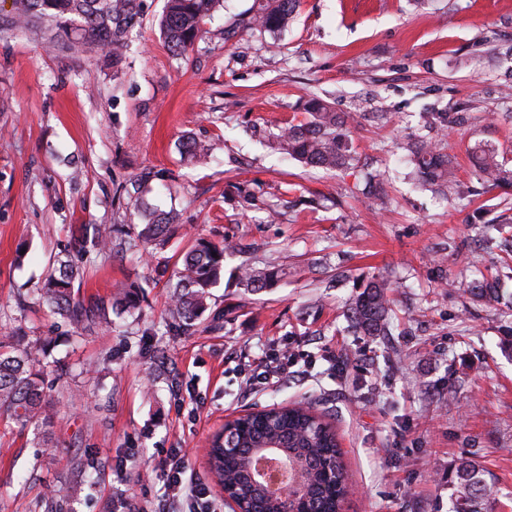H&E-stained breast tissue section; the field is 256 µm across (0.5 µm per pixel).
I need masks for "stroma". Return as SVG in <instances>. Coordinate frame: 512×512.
<instances>
[{
    "label": "stroma",
    "instance_id": "35a3bbf8",
    "mask_svg": "<svg viewBox=\"0 0 512 512\" xmlns=\"http://www.w3.org/2000/svg\"><path fill=\"white\" fill-rule=\"evenodd\" d=\"M166 0H141L120 66L112 53L47 47L8 30L0 0V329L51 336L48 434L0 414V512H154L164 465L184 454L215 512H230L208 451L225 419L253 407L309 402L332 411L352 492L345 512H448V473L463 457L500 489L512 512V310L454 288L462 269L506 272L500 234L512 189L450 201L415 189L396 144L433 138L429 112L455 120L445 148L475 185L471 148L495 147L512 168V0H300L288 26L260 36L254 0H224L185 54L160 29ZM318 94L356 116L360 159L343 172L307 170L262 146L256 129L303 120ZM190 136L210 159L181 155ZM386 172L382 212L365 193ZM172 172L146 202L177 210L180 227L155 257L90 256L83 299L119 282L144 284L141 313L75 333L43 304L44 270L86 224H135L133 182ZM241 185L277 207L244 211ZM231 240L288 271L259 293L224 280L214 320L190 335H158L175 253L195 239ZM391 286L389 333L354 334L344 317L372 277ZM288 350L295 371L246 391L242 364ZM84 484L68 501L61 482Z\"/></svg>",
    "mask_w": 512,
    "mask_h": 512
}]
</instances>
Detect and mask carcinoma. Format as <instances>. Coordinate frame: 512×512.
Wrapping results in <instances>:
<instances>
[{
    "mask_svg": "<svg viewBox=\"0 0 512 512\" xmlns=\"http://www.w3.org/2000/svg\"><path fill=\"white\" fill-rule=\"evenodd\" d=\"M222 0H167L161 29L170 49L183 54L202 33L204 18ZM298 0H254L250 27L269 33L283 30ZM140 16V0H12V23L21 31L39 30L45 40H60L76 51L91 52L100 47L120 54L130 30ZM306 117L268 135V144L279 153L310 169L346 171L357 160L353 147L351 118L336 111L326 100L312 96L305 100ZM418 180L448 199L462 196L453 162L444 147L409 134L398 143ZM476 175L496 186H512V169H507L492 148H476ZM179 223L175 210L152 211L135 225L134 238L113 239V228L88 224L79 243L84 252L126 253L143 244L156 251L167 248L171 232ZM244 252L230 242L214 243L198 239L179 256L176 282L171 285L165 325L178 335L192 334L197 321L209 309L211 289L224 279L227 258ZM84 274L83 267L70 259H57L48 271L39 295L50 309L74 324L91 329L112 325L110 311L134 314L141 310L144 287L140 283L118 284L109 302H85L76 297L74 283ZM237 284L251 292L274 287L279 268L271 262L261 266L246 259L235 267ZM390 287L384 278L371 281L351 303L347 319L354 331L364 336L387 335ZM464 293L487 305L512 310V290L504 287L501 276L473 279ZM52 338L32 340L17 330L0 334V411L21 426L40 430L51 424L55 404L46 392L43 357ZM233 439L220 433L209 449L210 470L243 512H338L348 494L347 471L339 448L336 428L326 415L312 405H272L233 425ZM273 446L288 452L300 473L306 496L288 503L269 498L249 478L254 452ZM451 489L448 512H488L497 490L491 474L479 464L461 460L448 473Z\"/></svg>",
    "mask_w": 512,
    "mask_h": 512,
    "instance_id": "obj_1",
    "label": "carcinoma"
}]
</instances>
